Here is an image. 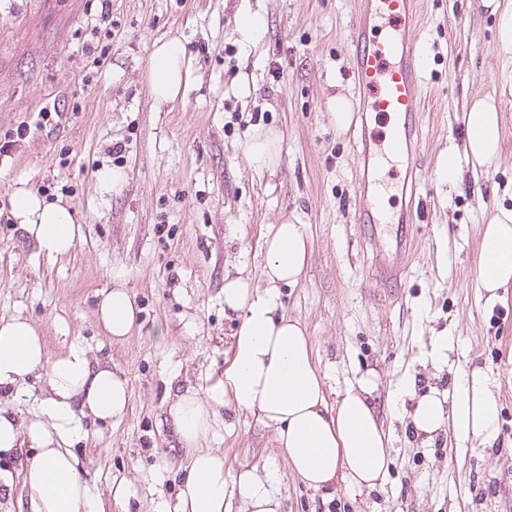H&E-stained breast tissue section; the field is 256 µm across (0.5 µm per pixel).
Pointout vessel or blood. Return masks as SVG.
<instances>
[{"label": "vessel or blood", "mask_w": 512, "mask_h": 512, "mask_svg": "<svg viewBox=\"0 0 512 512\" xmlns=\"http://www.w3.org/2000/svg\"><path fill=\"white\" fill-rule=\"evenodd\" d=\"M360 21L352 41V63L364 111L388 121L382 134L363 133L358 145L356 193L362 204L354 212L358 224H413L418 220L417 185L420 168L419 113L422 90L420 0H359ZM404 162L402 206L386 215L379 197L383 186L377 177L380 159ZM415 246L409 236L394 247L376 253L373 265L382 283L400 280Z\"/></svg>", "instance_id": "1"}]
</instances>
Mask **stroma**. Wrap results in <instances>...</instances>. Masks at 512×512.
I'll list each match as a JSON object with an SVG mask.
<instances>
[{"label": "stroma", "mask_w": 512, "mask_h": 512, "mask_svg": "<svg viewBox=\"0 0 512 512\" xmlns=\"http://www.w3.org/2000/svg\"><path fill=\"white\" fill-rule=\"evenodd\" d=\"M245 8L264 20L249 45L237 30ZM358 22L356 0H0V140L29 129L0 162V319L27 318L49 356L77 344L127 379L125 417L83 420L88 436L74 445L99 512H175L183 459L169 403L223 380L234 331L224 276L258 275L264 234L290 216L308 225L312 256L284 289V310L305 325L329 393L375 374L388 472L372 488L309 489L272 428L247 412L220 411L205 447L223 453L227 471L272 476L283 512H512V296L489 312L475 286L484 218L512 202V61L483 0H424L420 219L375 236L352 220L356 145L363 127L381 132L386 121L357 115L340 133L327 111L330 96L355 95ZM170 36L192 58V81L160 106L148 55ZM486 96L503 115L501 157L477 176L463 165L462 180L448 183L438 168L463 148L458 117ZM271 128L282 135L281 161L259 175L243 145ZM106 170L123 181L103 186ZM20 184L76 210L68 255L40 253L13 223L9 197ZM404 230L418 250L395 286L379 287L373 256ZM117 285L140 310L119 341L96 314L101 292ZM440 334L448 364L438 372L429 358ZM473 365L497 381L498 448L450 434L423 444L408 423L406 375L422 394ZM45 395V380L32 377L22 393L1 389L0 409L26 422ZM26 453L0 459L13 474L0 484V512H29Z\"/></svg>", "instance_id": "obj_1"}]
</instances>
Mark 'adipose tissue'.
<instances>
[{
	"mask_svg": "<svg viewBox=\"0 0 512 512\" xmlns=\"http://www.w3.org/2000/svg\"><path fill=\"white\" fill-rule=\"evenodd\" d=\"M191 73L179 38L153 44L148 76L157 103L183 95ZM462 122L463 157L451 153L440 164L452 183L462 177L461 161L483 168L502 150V116L494 99L473 100ZM281 143L280 133L269 130L246 144L254 171L275 169ZM10 211L41 252L60 257L75 247L79 218L67 201L46 199L21 184L10 197ZM262 251L259 279L224 278V312L237 323L223 382L203 393L185 389L168 409L177 451L188 460L181 470L176 512H229L231 498L241 502L242 512H279L271 482L251 469L225 473L223 454L203 447L221 406L254 414L273 428L292 472L313 489L336 482L373 487L391 462L389 433L373 401L375 383L362 379L329 398L305 327L284 312L283 288L300 282L311 259L307 225L293 218L270 225ZM477 286L490 308L505 302L512 290V207H497L481 232ZM98 314L110 336L121 340L135 328L139 309L126 288L118 286L102 292ZM35 374L44 376L47 385L40 415L21 424L0 413V455L10 456L21 443L29 444L32 453L23 463V481L31 512H96L72 446L80 417L102 423L123 418L131 396L128 382L110 367L92 364L78 345L49 357L30 321L0 319V389L19 388ZM495 385L482 368L458 371L451 393L432 390L417 398L411 414L415 433L430 440L449 429L459 441L496 447L501 407Z\"/></svg>",
	"mask_w": 512,
	"mask_h": 512,
	"instance_id": "ef3b65f1",
	"label": "adipose tissue"
}]
</instances>
